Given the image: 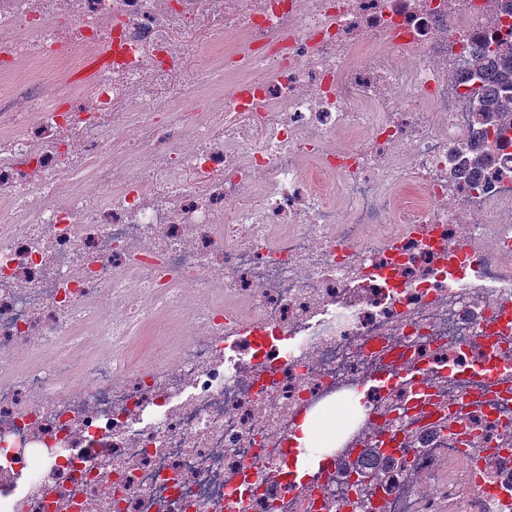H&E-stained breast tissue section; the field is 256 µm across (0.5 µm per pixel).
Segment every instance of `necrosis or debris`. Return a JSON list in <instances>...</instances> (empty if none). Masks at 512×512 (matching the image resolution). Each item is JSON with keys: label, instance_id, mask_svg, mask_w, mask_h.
<instances>
[{"label": "necrosis or debris", "instance_id": "1", "mask_svg": "<svg viewBox=\"0 0 512 512\" xmlns=\"http://www.w3.org/2000/svg\"><path fill=\"white\" fill-rule=\"evenodd\" d=\"M488 41L512 0H0V512H512Z\"/></svg>", "mask_w": 512, "mask_h": 512}]
</instances>
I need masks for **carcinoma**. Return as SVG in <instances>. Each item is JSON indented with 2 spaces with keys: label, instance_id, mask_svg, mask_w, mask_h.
<instances>
[{
  "label": "carcinoma",
  "instance_id": "carcinoma-1",
  "mask_svg": "<svg viewBox=\"0 0 512 512\" xmlns=\"http://www.w3.org/2000/svg\"><path fill=\"white\" fill-rule=\"evenodd\" d=\"M464 82L475 100L476 120L494 118L495 141L512 142V46L490 45L473 57Z\"/></svg>",
  "mask_w": 512,
  "mask_h": 512
}]
</instances>
